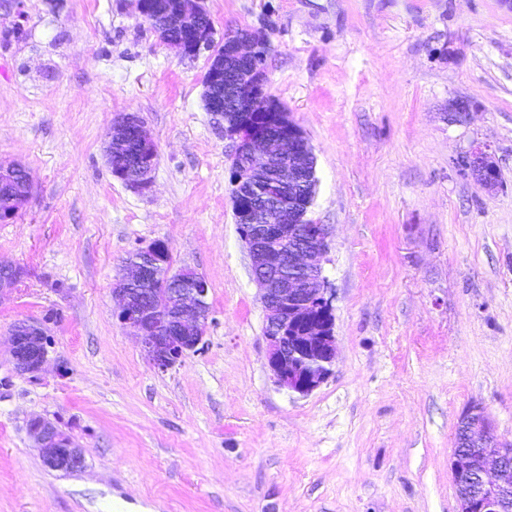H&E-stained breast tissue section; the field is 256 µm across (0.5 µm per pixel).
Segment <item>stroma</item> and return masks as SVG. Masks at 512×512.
<instances>
[{"label":"stroma","mask_w":512,"mask_h":512,"mask_svg":"<svg viewBox=\"0 0 512 512\" xmlns=\"http://www.w3.org/2000/svg\"><path fill=\"white\" fill-rule=\"evenodd\" d=\"M201 5L216 39L267 35V92L312 148L331 373L302 396L268 367L207 55L161 43L134 0H0V161L32 178L0 224V259L29 271L0 299V512H456L463 413L512 445V0ZM122 112L157 147L150 190L106 163ZM479 145L497 187L464 165ZM159 241L210 284L201 344L165 372L112 315L124 259ZM21 321L52 341L36 374L9 358ZM30 416L83 468H48Z\"/></svg>","instance_id":"1"}]
</instances>
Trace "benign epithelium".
<instances>
[{
  "label": "benign epithelium",
  "mask_w": 512,
  "mask_h": 512,
  "mask_svg": "<svg viewBox=\"0 0 512 512\" xmlns=\"http://www.w3.org/2000/svg\"><path fill=\"white\" fill-rule=\"evenodd\" d=\"M136 9L154 25L164 43L183 55L209 52L205 87L224 80V54L237 62V93L247 102V111L267 112L269 116L264 121L246 119L224 126V138L232 142L230 162L244 158L253 170L267 173V189L299 182L303 170L296 158L311 153V147L301 128L266 91V68L258 55L265 35L241 34L224 48L215 41L213 26L207 22L199 0H179L178 13L187 35L172 40L154 15L151 0H136ZM125 137L138 141L148 153L121 180L135 190H147L153 183L157 150L139 116L125 113L113 118L108 141ZM466 166L481 185L494 188L499 184V169L485 148L475 147ZM16 172L23 176L25 190L31 191L30 174L23 165L0 163V180ZM233 215L235 223L251 226L243 241L265 310L268 366L279 387L306 396L327 379L336 354L331 297L321 264L327 249V227L310 223L307 212L291 201L269 202L256 209L235 200ZM153 266L152 262L142 266L138 258L124 263L122 276L112 289L116 299L113 317L140 337L145 357L165 371L201 343L209 317L210 285L198 273L184 279L180 271L169 270L163 276L154 274L162 279L166 303L139 298L130 285L146 278ZM19 278L17 265L0 261V299L12 293ZM45 334L39 322L23 321L13 326L10 356L16 370L34 374L42 369L49 346L39 337ZM26 427L30 437L45 448L47 467L59 471L83 467L78 446L52 422L32 417ZM458 428L461 437L451 463L457 512H512V446L497 442L492 423L480 407L467 410Z\"/></svg>",
  "instance_id": "obj_1"
}]
</instances>
